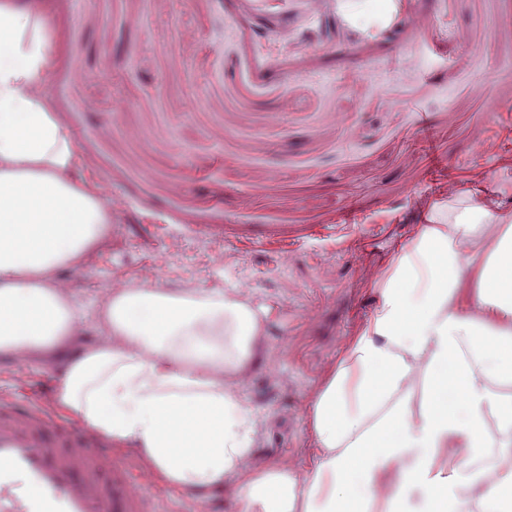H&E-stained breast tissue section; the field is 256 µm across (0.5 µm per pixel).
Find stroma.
Returning a JSON list of instances; mask_svg holds the SVG:
<instances>
[{
  "mask_svg": "<svg viewBox=\"0 0 512 512\" xmlns=\"http://www.w3.org/2000/svg\"><path fill=\"white\" fill-rule=\"evenodd\" d=\"M334 2L41 0L60 42L44 93L120 203L63 275L80 344L115 279L255 292L252 455L299 468L315 389L432 208L462 188L512 210V0H399L389 37L383 0ZM59 370L0 357V388L51 400Z\"/></svg>",
  "mask_w": 512,
  "mask_h": 512,
  "instance_id": "1",
  "label": "stroma"
}]
</instances>
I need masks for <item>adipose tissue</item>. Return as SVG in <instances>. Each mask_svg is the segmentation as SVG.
<instances>
[{
  "label": "adipose tissue",
  "mask_w": 512,
  "mask_h": 512,
  "mask_svg": "<svg viewBox=\"0 0 512 512\" xmlns=\"http://www.w3.org/2000/svg\"><path fill=\"white\" fill-rule=\"evenodd\" d=\"M57 52L45 13L0 0V355L43 361L84 318L60 273H81L112 222L44 94ZM270 313L241 288L110 287V340L65 361L55 401L160 484L233 490L237 512H512V470L479 461L512 446V211L496 196L450 194L396 254L313 396L301 471L251 461L238 384Z\"/></svg>",
  "instance_id": "1"
}]
</instances>
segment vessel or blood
<instances>
[{
    "instance_id": "obj_1",
    "label": "vessel or blood",
    "mask_w": 512,
    "mask_h": 512,
    "mask_svg": "<svg viewBox=\"0 0 512 512\" xmlns=\"http://www.w3.org/2000/svg\"><path fill=\"white\" fill-rule=\"evenodd\" d=\"M99 434L22 393L0 397V512H165Z\"/></svg>"
}]
</instances>
